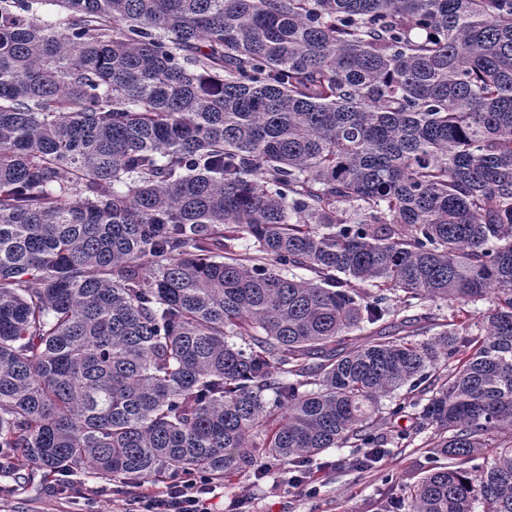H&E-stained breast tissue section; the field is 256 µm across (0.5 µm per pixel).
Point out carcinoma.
Instances as JSON below:
<instances>
[{
    "label": "carcinoma",
    "mask_w": 512,
    "mask_h": 512,
    "mask_svg": "<svg viewBox=\"0 0 512 512\" xmlns=\"http://www.w3.org/2000/svg\"><path fill=\"white\" fill-rule=\"evenodd\" d=\"M405 386L381 512H512V0H0L4 466L362 469Z\"/></svg>",
    "instance_id": "1"
}]
</instances>
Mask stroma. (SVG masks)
Segmentation results:
<instances>
[{
    "mask_svg": "<svg viewBox=\"0 0 512 512\" xmlns=\"http://www.w3.org/2000/svg\"><path fill=\"white\" fill-rule=\"evenodd\" d=\"M411 396L399 391L388 398V405L403 404L404 410L378 429L387 439V454L371 468L353 471L347 463L352 448H331L317 459V494L286 487L283 472H275L263 480L252 473L240 472L222 483L223 495L218 498V512H226L230 502L249 501L252 512H379V504L400 485L415 481L428 467L426 458L429 435L400 439L399 431L410 428L414 407ZM54 476L28 462L0 477V512H79L85 494L98 489L97 512H122L121 498L113 496L112 481L82 469L69 478L65 495L55 492Z\"/></svg>",
    "mask_w": 512,
    "mask_h": 512,
    "instance_id": "obj_1",
    "label": "stroma"
}]
</instances>
